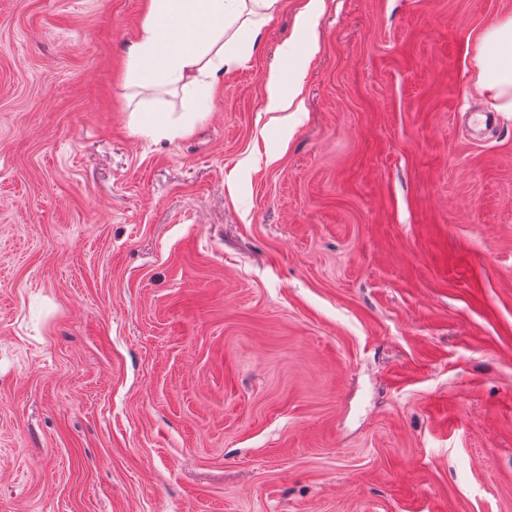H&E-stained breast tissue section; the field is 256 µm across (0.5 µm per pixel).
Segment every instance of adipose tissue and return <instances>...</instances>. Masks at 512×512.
Segmentation results:
<instances>
[{
  "mask_svg": "<svg viewBox=\"0 0 512 512\" xmlns=\"http://www.w3.org/2000/svg\"><path fill=\"white\" fill-rule=\"evenodd\" d=\"M281 0H147L146 16L128 49L127 82L144 89L172 87L180 91L183 113L137 111L134 133L149 139H173L204 119L210 91L218 78L257 44L263 27ZM325 0H307L298 22L303 40L287 45L284 56L307 63L316 53V29ZM474 90L493 112L512 115V14L498 18L479 36ZM301 72L284 76L273 68L266 77V109H301Z\"/></svg>",
  "mask_w": 512,
  "mask_h": 512,
  "instance_id": "1",
  "label": "adipose tissue"
}]
</instances>
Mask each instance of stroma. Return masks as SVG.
Returning <instances> with one entry per match:
<instances>
[{
    "instance_id": "35a3bbf8",
    "label": "stroma",
    "mask_w": 512,
    "mask_h": 512,
    "mask_svg": "<svg viewBox=\"0 0 512 512\" xmlns=\"http://www.w3.org/2000/svg\"><path fill=\"white\" fill-rule=\"evenodd\" d=\"M282 0L181 137L146 0H0V512H512V0ZM324 8L325 0H307L304 9L300 12L298 22L304 39L296 45L288 44L283 49L285 57L297 56L299 68L289 77L288 89L285 86L281 68L276 67L269 71L266 77V112L301 111V103L297 100L301 93L302 70L317 51L316 29ZM479 43L474 90L491 112L512 116V14L486 27Z\"/></svg>"
}]
</instances>
